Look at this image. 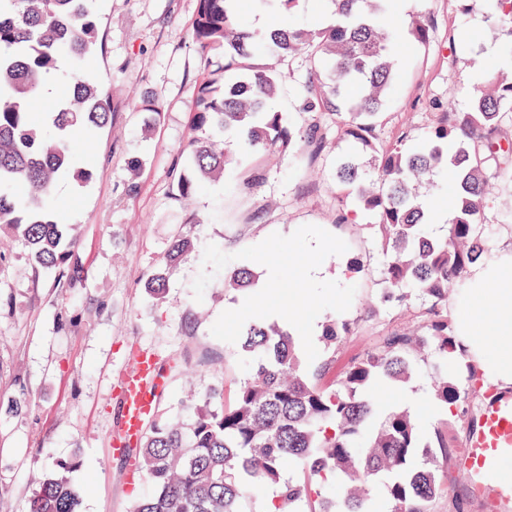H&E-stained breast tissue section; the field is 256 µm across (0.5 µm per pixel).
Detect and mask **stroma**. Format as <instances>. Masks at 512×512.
I'll return each mask as SVG.
<instances>
[{
    "mask_svg": "<svg viewBox=\"0 0 512 512\" xmlns=\"http://www.w3.org/2000/svg\"><path fill=\"white\" fill-rule=\"evenodd\" d=\"M198 0H99L100 45L89 62L110 89V121L91 138H75L76 157L89 169L83 184L66 181L55 218L77 247L61 270L33 268L17 237L0 236V512H24L36 478L59 461H74L79 512H130L134 496L151 493L144 480L128 482L129 458L112 450L123 427L122 386L142 354L158 362L151 419L177 399L224 389L232 401L252 369L240 344L215 338L219 315L241 306L247 290L228 291L216 274L195 301L192 282L203 270L207 244L232 257L270 234L291 235L315 225L344 240L343 256L322 266L335 277L341 262L360 258V272L341 279L355 294L341 317L352 325L336 347L317 340L320 359L332 362L330 379L397 333L423 331L429 302L412 295L388 300L380 285L385 257L371 214L339 208L336 166L353 157L365 178L376 175L370 154L354 151L337 130L335 115L304 111L301 61L274 100L292 129L318 125L306 159L288 151L264 152L231 164L223 176L184 200L176 194L184 170L182 146L192 135L198 90L222 72L224 57H202L193 39ZM486 0H404L401 17H421L423 44L395 54V80L376 129L380 142L408 133L422 143L440 113L461 110L486 79L487 66L512 70V52L482 37ZM158 113L140 111V101ZM192 238L193 250L167 273L161 301L143 288L162 266L171 242ZM486 258L512 250V191H493L484 214ZM437 361L427 351L411 379L385 383L372 393L375 420L406 410L422 441L437 430L457 453L480 403L436 413L430 374ZM443 492L431 512H485L453 462L438 471Z\"/></svg>",
    "mask_w": 512,
    "mask_h": 512,
    "instance_id": "35a3bbf8",
    "label": "stroma"
}]
</instances>
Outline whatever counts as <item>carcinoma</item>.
I'll return each mask as SVG.
<instances>
[{
  "label": "carcinoma",
  "mask_w": 512,
  "mask_h": 512,
  "mask_svg": "<svg viewBox=\"0 0 512 512\" xmlns=\"http://www.w3.org/2000/svg\"><path fill=\"white\" fill-rule=\"evenodd\" d=\"M302 0H253L262 9L288 7ZM336 23L329 27L290 25L253 39L240 19V0H199L193 37L202 56L224 55L230 78L214 76L200 90L195 111L196 135L183 149L186 174L178 196L188 198L230 161L221 144L237 142L242 160L257 150L304 151L307 135L294 134L271 100L286 73L257 63L268 50L278 56H302L319 83L305 86V109L328 108L342 118L341 135L374 157L377 182H367L349 159L338 162L337 178L345 190L341 202L371 213L388 261L381 271L389 297L403 303L416 291L431 299L426 334L387 337L377 349L349 364L340 380L322 383L330 362L304 373L292 334L262 320L249 323L242 350L255 358L252 373L229 404L212 405L217 390L182 402L154 421L135 449L136 467L153 485L133 500L131 512H244V491L255 480L277 488L278 509L308 503L307 512H365V487L390 478L387 493L393 512H430L442 494L431 462L414 468L411 459L428 446L448 455L441 430L424 445L415 419L395 411L372 426L366 392L381 383L401 381L412 372V357L428 346L446 356L456 351L448 316L441 307L448 289L464 278L481 257L482 218L489 201V181L512 186V147L498 130L504 108L512 105V78L488 67L487 89L477 91L464 112H444L415 150L406 136L382 145L376 118L394 78L397 19L393 0H331ZM494 13L483 34L512 45V0H492ZM99 38L96 0H0V229L22 238L33 264L44 271L64 265L77 242L65 239L51 219L50 201L62 179L83 183L89 170L75 160L64 132L79 127L89 136L109 122V95L103 82L83 73L82 65ZM72 64V94L54 112L55 135L41 132L30 102L41 96L47 75L63 57ZM501 167L489 171L492 161ZM448 171L455 204L440 237L425 232L429 215L419 189L440 170ZM191 249L187 238L169 248L167 263ZM253 271L241 268L224 277V287L250 286ZM159 300L166 276L151 273L145 285ZM351 331L350 323L330 319L323 330L330 345ZM434 399L444 406L467 400L469 387L440 372L431 377ZM303 463L302 474L283 478L287 465ZM72 461L42 473L28 500L27 512H77L79 495L71 482ZM343 476L351 487L341 504L319 493L320 482Z\"/></svg>",
  "instance_id": "obj_1"
}]
</instances>
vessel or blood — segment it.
Returning <instances> with one entry per match:
<instances>
[{
  "mask_svg": "<svg viewBox=\"0 0 512 512\" xmlns=\"http://www.w3.org/2000/svg\"><path fill=\"white\" fill-rule=\"evenodd\" d=\"M155 376L154 357L141 356L133 375L126 382L124 428L128 436L139 434L151 410L146 390ZM511 452L512 395L488 392L479 418L455 458L457 470L465 475L485 512H512V481L497 475L502 458Z\"/></svg>",
  "mask_w": 512,
  "mask_h": 512,
  "instance_id": "obj_1",
  "label": "vessel or blood"
}]
</instances>
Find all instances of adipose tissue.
<instances>
[{
  "label": "adipose tissue",
  "mask_w": 512,
  "mask_h": 512,
  "mask_svg": "<svg viewBox=\"0 0 512 512\" xmlns=\"http://www.w3.org/2000/svg\"><path fill=\"white\" fill-rule=\"evenodd\" d=\"M456 342L486 378L512 387V252L472 270L459 301Z\"/></svg>",
  "instance_id": "ef3b65f1"
}]
</instances>
